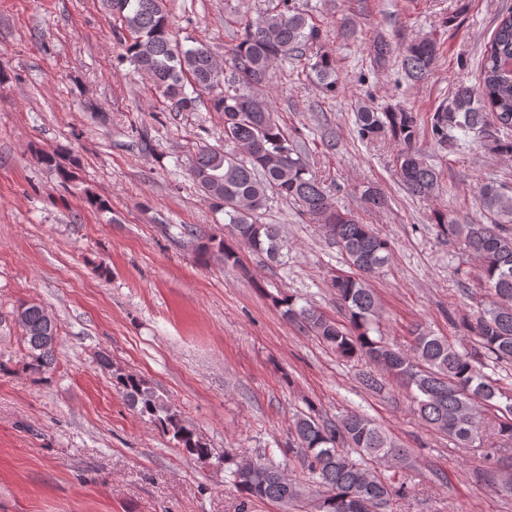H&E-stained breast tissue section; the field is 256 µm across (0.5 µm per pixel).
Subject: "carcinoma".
Instances as JSON below:
<instances>
[{
	"label": "carcinoma",
	"mask_w": 512,
	"mask_h": 512,
	"mask_svg": "<svg viewBox=\"0 0 512 512\" xmlns=\"http://www.w3.org/2000/svg\"><path fill=\"white\" fill-rule=\"evenodd\" d=\"M112 14L123 57L143 71L163 97L170 112H193L207 96L215 112L224 113V147L199 146L190 160V174L211 206L224 212L227 236L210 238L198 246L197 260L205 264L220 256L227 265L240 261L239 249L266 255L278 263L287 248L280 226L264 224L259 213L279 198L297 206L309 222L320 225L339 248L348 270L332 276L330 288L346 323L326 317L311 304L298 305L285 292L272 297L282 316L347 360H363L382 368L411 399L414 411L429 428L448 437L459 448H481L485 435L481 408L506 405L493 430L500 446L497 456L512 451V395L499 380L483 372L486 357L495 364H512V187L487 183L480 206L490 223L460 220L444 210L433 213L441 235L482 265L488 298L465 321L478 339L479 349H458L445 336L418 331L409 351L394 350L372 336L378 331L381 306L369 280L388 265L392 248L372 225L351 210L336 207L333 194L311 171L308 157L279 124L269 99L254 89L266 84L277 61L304 63L316 85L336 93L339 81L335 59L321 50L322 31L293 0H268L255 20H245L230 53V74H224L210 50L199 44L185 47L172 34V20L164 0H102ZM390 41L372 44L373 58L382 64L392 55ZM440 46L424 37L401 46V69L407 79L422 82L432 74ZM512 12L498 16L485 48L481 80L458 86L448 103L430 119L435 143L446 149L464 134L492 132L490 149L512 156ZM192 91H186V87ZM357 134L363 141L389 137L399 150L396 167L406 190L430 199L439 187V172L423 159L416 143L418 118L404 110L380 112L372 105L359 107ZM38 161L54 170L63 183L76 179L78 163L60 153L41 152ZM360 200L367 210H381L387 199L374 185H366ZM17 319L25 330L27 367L48 371L54 362L56 324L38 305H21ZM115 386L136 413L170 436L175 447L198 461H216L229 471L233 485L246 499L270 500L283 505L306 501L313 512H388L392 501L406 495L407 484L395 483L380 466H410L406 449L364 414L351 410L333 420L312 403L290 432L288 451L300 461L304 480L285 476L266 457L236 460L227 451L210 448L184 423L169 399L147 380L116 367ZM371 393L386 389L382 375L366 370L358 375ZM497 463L474 470L476 481L497 488Z\"/></svg>",
	"instance_id": "obj_1"
}]
</instances>
